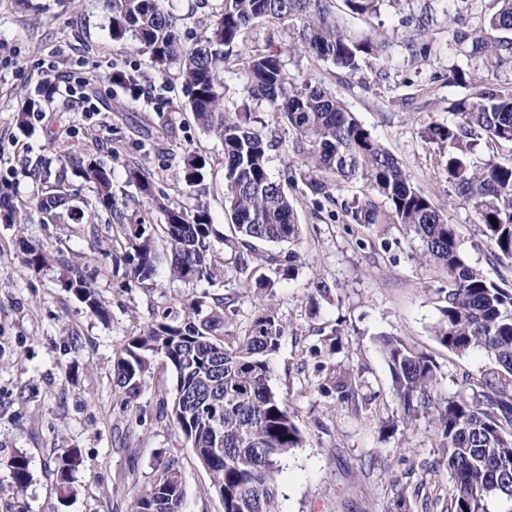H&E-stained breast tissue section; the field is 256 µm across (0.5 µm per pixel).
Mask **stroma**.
<instances>
[{
    "mask_svg": "<svg viewBox=\"0 0 512 512\" xmlns=\"http://www.w3.org/2000/svg\"><path fill=\"white\" fill-rule=\"evenodd\" d=\"M492 0H386L378 18L348 17L351 29L375 27L391 40L390 66L365 58L348 78L312 56L289 62L297 79L313 78L341 99L356 118L409 172L414 183L455 224L466 262L492 281L512 282V259L495 254L462 198H449L441 149L423 137L426 128L453 119L449 106L466 88L452 83L455 67H466L448 42V21L459 17L478 26ZM431 11L424 34L400 19ZM111 0H0V180L13 183L17 201L41 190L47 161L75 144L112 168L114 189L128 213L149 224L162 220L127 173H150L170 202L192 206L182 180L188 154L206 160L201 200L219 233L231 222L224 206V150L194 120L177 69L156 74L147 54L113 41ZM422 39L428 57L407 44ZM60 77L86 80L85 101L51 94L29 117L21 134L16 115L27 94L45 84V65ZM140 73L141 98L118 90L113 69ZM366 193L362 184L335 191L334 201L316 209L292 189L302 232L292 245L259 243L282 270L267 301L286 324L272 359L270 385L286 403L304 442L276 473L279 512H448L452 482L446 467L423 473L437 456L435 427L420 417L411 429H391L399 414L388 367L377 344L382 334L403 337L434 360L447 395L466 389V380L491 371L483 352L457 354L435 338L440 318L437 289L441 272L423 265L419 242L398 224H348L345 207ZM44 247L50 260L39 270L22 261L21 243ZM119 245L108 225L63 219L58 224L0 223V512H131L135 494L166 462L176 460L184 483L185 512H224L207 468L194 455L173 421L162 413L176 384L174 369L155 361L139 397L124 403L112 386L113 358L125 340L139 334L159 313H180L183 304L207 295L231 297L237 327H245L257 292L244 288L223 244L215 260L224 266L212 282L170 279L160 264L153 282L142 286L112 267ZM98 257L86 268L104 297L107 320L90 314L64 288L66 264ZM326 281L331 299L312 307L316 280ZM344 331L337 352L324 334ZM358 372L354 399L324 394L334 366ZM84 465L73 475L74 493L61 501L57 468L70 450ZM29 459L30 480L17 488L2 460L15 453Z\"/></svg>",
    "mask_w": 512,
    "mask_h": 512,
    "instance_id": "stroma-1",
    "label": "stroma"
}]
</instances>
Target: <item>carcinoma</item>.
<instances>
[{
	"mask_svg": "<svg viewBox=\"0 0 512 512\" xmlns=\"http://www.w3.org/2000/svg\"><path fill=\"white\" fill-rule=\"evenodd\" d=\"M350 15L376 17L385 0H343ZM496 9L483 26L448 29L450 44L473 65L456 72V80L473 89L452 106L455 120L436 124L424 138L446 154L448 196L465 198L474 209L484 236L504 257L512 258V165L477 156L483 141L512 143V82L488 81L487 74L512 60V0H494ZM208 10L203 35L192 46L180 37L182 16L172 0H112L111 35L131 40L148 54L152 67L167 73L178 67L188 102L201 127L224 147V202L231 217L235 270L245 284L256 280L272 290L268 277H254L258 268L277 259L256 251L255 242L293 243L300 222L285 184H302L312 204L334 201L342 184H363L368 196L344 208L351 224H400L421 244L420 258L445 273L448 287L437 290L440 319L435 337L449 351L464 354L480 350L495 369L469 379L470 393L448 396L442 391L438 369L427 354L399 336L378 339L391 378V392L402 426L409 429L420 416L430 417L439 437L440 457L424 463L430 472L444 464L452 478L451 512H488V500L512 501V286L498 284L464 261L455 226L417 188L397 159L366 129L348 107L312 79L292 77L282 52L266 48L244 55L237 51L244 33L265 19L288 23V56L308 53L331 63L352 77L365 55L386 62V40L371 32H354L332 10V0H196ZM236 57L247 78L248 97L264 103L275 121L292 132V153L298 166L289 169L286 182L269 174V151L278 146L275 134L256 126L248 104L232 112L224 108V62ZM112 83L133 94L139 75L112 71ZM41 110V99L29 98L18 112L21 132L28 116ZM59 171L46 175L41 192L27 208L15 203L11 184L0 182V222L27 224L37 213L39 223L55 224L62 211L78 223H106L123 239L122 254L112 264L124 265L126 275L144 284L156 275L165 254L171 278L212 280L224 268L211 257L213 225L206 206L172 205L156 197L153 182L142 169L129 172L128 182L150 197L163 217L154 226L134 220L113 192L112 168L104 161L72 147L57 156ZM206 160L189 155L183 170L188 187L200 183ZM76 168L90 185L91 194L77 199L65 182L67 168ZM388 204L381 215L372 198ZM23 262L39 270L49 256L42 246L23 248ZM64 287L94 315L104 319L105 302L87 283L83 268L67 266ZM232 301L214 297L194 299L182 307L179 321L162 315L146 330L129 337L112 365V382L123 402L136 399L146 386L153 360L161 357L176 372V384L186 391L183 403L171 398L167 412L187 444L209 470L224 502V512H278L275 474L280 462L303 443V436L284 401L269 385L271 359L279 348L286 324L276 309L258 303L247 329L229 330L226 321ZM355 376L333 368L326 391L353 390ZM4 465L16 485L29 480V460L16 454ZM82 466L73 452L57 471L60 498L72 490V475ZM163 477L144 487L132 512H183L184 485L178 463L168 461Z\"/></svg>",
	"mask_w": 512,
	"mask_h": 512,
	"instance_id": "1",
	"label": "carcinoma"
}]
</instances>
